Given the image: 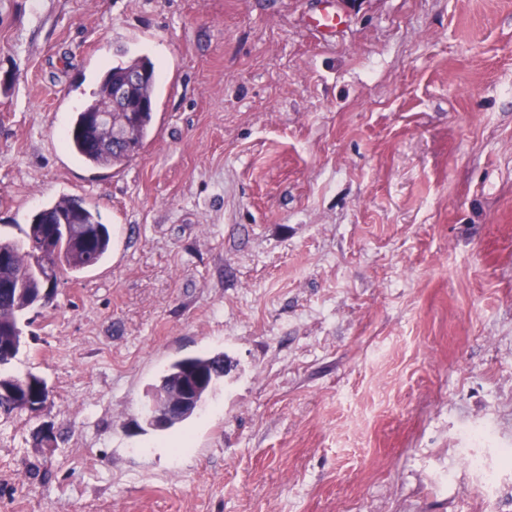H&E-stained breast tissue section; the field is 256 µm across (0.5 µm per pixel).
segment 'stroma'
Masks as SVG:
<instances>
[{
	"mask_svg": "<svg viewBox=\"0 0 512 512\" xmlns=\"http://www.w3.org/2000/svg\"><path fill=\"white\" fill-rule=\"evenodd\" d=\"M333 6L0 0V232L78 196L112 234L20 318L50 395L0 414V512H512L467 463L512 448V0ZM122 52L153 125L91 166L66 130ZM205 351L223 384L151 428ZM231 369V361L223 353H205L173 362L160 376L152 392L166 390L175 394L182 381H189L196 377L203 379V385L192 396L190 406L177 419L161 424L150 420L146 415V421L153 429L161 431L184 422L205 404L208 396Z\"/></svg>",
	"mask_w": 512,
	"mask_h": 512,
	"instance_id": "obj_1",
	"label": "stroma"
}]
</instances>
